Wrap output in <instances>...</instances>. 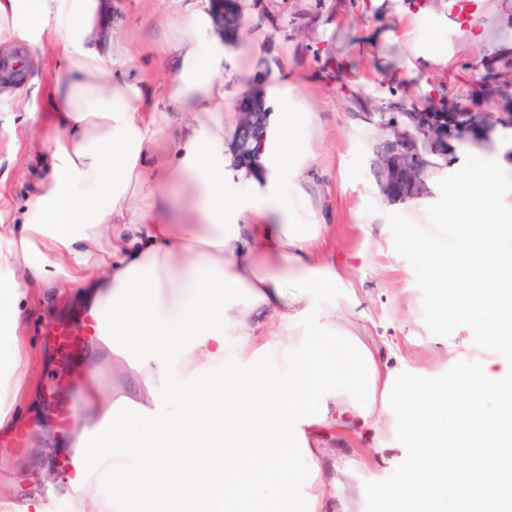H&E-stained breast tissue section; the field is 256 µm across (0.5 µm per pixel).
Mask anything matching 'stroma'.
Returning <instances> with one entry per match:
<instances>
[{
	"label": "stroma",
	"mask_w": 512,
	"mask_h": 512,
	"mask_svg": "<svg viewBox=\"0 0 512 512\" xmlns=\"http://www.w3.org/2000/svg\"><path fill=\"white\" fill-rule=\"evenodd\" d=\"M476 2L461 27L453 18L455 0H241L246 36L229 49L224 71L225 138L233 136L238 99L256 85L270 90L279 76L290 86L286 105L314 115L299 132L307 163L302 184L328 226L327 252L355 284L351 292L320 295V304L355 303L359 325L412 366L439 376L459 365L440 340L454 336L476 347L479 330L441 319L439 295L424 275L427 256L415 238L421 225L438 222L452 186L464 178L488 177L495 190L512 195V160L502 157L512 136L498 132L492 143L460 145L455 160L430 181L429 196L393 202L377 178L375 148L384 132L367 115L390 104L408 110L468 88L483 62L512 71V0ZM178 6V0H104L94 38L105 52L116 43L130 49L154 102L165 100L173 75L171 58L157 48ZM28 56L38 78L32 111L0 98V200L10 209L0 222L6 224L58 135L51 95L64 72L51 51ZM20 305L28 344L45 365L37 402L0 398V407L27 424L21 442L0 439V512H74L67 461L38 456L37 448L46 436L63 444L77 437L76 428L62 430L54 409L77 395L96 337L80 331L79 342L62 352L53 331L74 327L76 314L53 308L38 288H25ZM374 443L364 435L336 451L362 489L361 512H383L382 488L407 481L402 463L387 469L373 463Z\"/></svg>",
	"instance_id": "35a3bbf8"
}]
</instances>
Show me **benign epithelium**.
<instances>
[{
    "instance_id": "1",
    "label": "benign epithelium",
    "mask_w": 512,
    "mask_h": 512,
    "mask_svg": "<svg viewBox=\"0 0 512 512\" xmlns=\"http://www.w3.org/2000/svg\"><path fill=\"white\" fill-rule=\"evenodd\" d=\"M215 19L224 29L234 28L235 13L228 0H210ZM489 86L502 102L499 112L485 111L483 86ZM476 105L463 109L453 102L430 101L418 112H371L387 131L376 149L378 180L383 194L391 201L418 199L429 194L426 183L431 155L454 154L453 140L481 142L495 129H512V92L488 77L472 89ZM260 88L248 91L238 102V132L233 149L248 162L258 160L267 137V117L260 112L264 103Z\"/></svg>"
}]
</instances>
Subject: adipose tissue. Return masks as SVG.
<instances>
[{
    "label": "adipose tissue",
    "instance_id": "obj_1",
    "mask_svg": "<svg viewBox=\"0 0 512 512\" xmlns=\"http://www.w3.org/2000/svg\"><path fill=\"white\" fill-rule=\"evenodd\" d=\"M179 3L167 19L175 76L162 106L131 78L127 48L90 45L100 0H0V47H49L67 73L52 94L57 144L0 244V375L12 396L36 393L19 287L55 289L53 266L74 285V306L104 321L93 357L125 366L122 394L85 380L78 414L81 431L105 432L97 463L124 512H247L241 493L259 476L276 480L277 504L303 479L302 512H357L360 489L325 465L326 444L390 418L413 444L401 453L405 487L382 491L386 512H431L440 499L476 512L512 484V200L484 179L461 180L448 207L456 242L442 244L437 224L417 239L442 314L475 325L494 316L474 366L444 380L409 371L354 324L350 306L289 314V280L319 294L345 285L316 209L282 190L312 116L279 113L260 167L225 161V50L201 0ZM175 111L192 118L157 181L145 148ZM183 185L177 223L171 190ZM175 370L181 379L168 385ZM442 438L447 460L432 448Z\"/></svg>",
    "mask_w": 512,
    "mask_h": 512
}]
</instances>
